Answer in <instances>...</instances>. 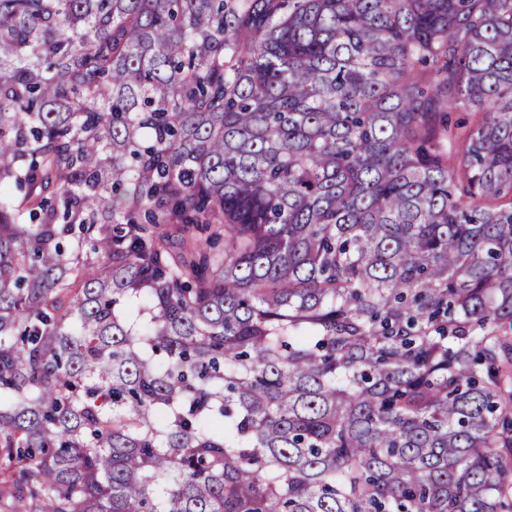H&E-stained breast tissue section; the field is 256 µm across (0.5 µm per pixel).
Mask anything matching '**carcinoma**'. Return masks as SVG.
I'll return each instance as SVG.
<instances>
[{"label": "carcinoma", "mask_w": 512, "mask_h": 512, "mask_svg": "<svg viewBox=\"0 0 512 512\" xmlns=\"http://www.w3.org/2000/svg\"><path fill=\"white\" fill-rule=\"evenodd\" d=\"M0 512H512V0H0Z\"/></svg>", "instance_id": "carcinoma-1"}]
</instances>
